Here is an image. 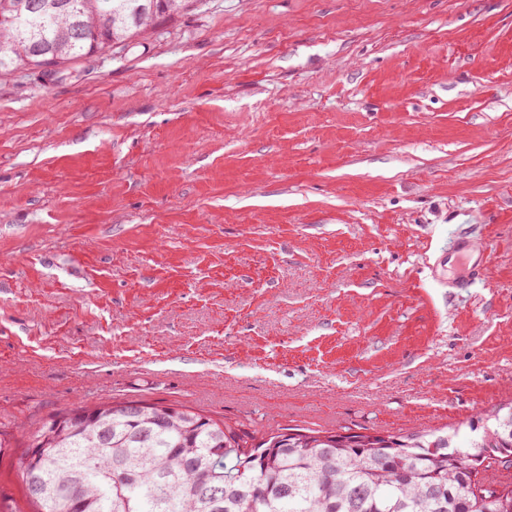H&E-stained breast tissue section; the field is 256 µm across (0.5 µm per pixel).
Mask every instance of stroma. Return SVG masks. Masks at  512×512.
Instances as JSON below:
<instances>
[{
  "label": "stroma",
  "instance_id": "35a3bbf8",
  "mask_svg": "<svg viewBox=\"0 0 512 512\" xmlns=\"http://www.w3.org/2000/svg\"><path fill=\"white\" fill-rule=\"evenodd\" d=\"M115 398L463 440L512 404V0H205L0 76V425Z\"/></svg>",
  "mask_w": 512,
  "mask_h": 512
}]
</instances>
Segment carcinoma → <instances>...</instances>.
<instances>
[{
    "instance_id": "carcinoma-1",
    "label": "carcinoma",
    "mask_w": 512,
    "mask_h": 512,
    "mask_svg": "<svg viewBox=\"0 0 512 512\" xmlns=\"http://www.w3.org/2000/svg\"><path fill=\"white\" fill-rule=\"evenodd\" d=\"M0 0V74L42 68L59 35L85 38L60 52L52 74L105 45L132 40L186 0ZM112 400L61 410L23 432L37 456L24 454V486L34 512H512L507 469L476 468L487 444L512 446V406L481 434L456 443L458 431L413 432L371 440L365 427L336 430L280 426L250 431L185 406L156 401L131 417ZM82 411L87 418L71 419Z\"/></svg>"
}]
</instances>
